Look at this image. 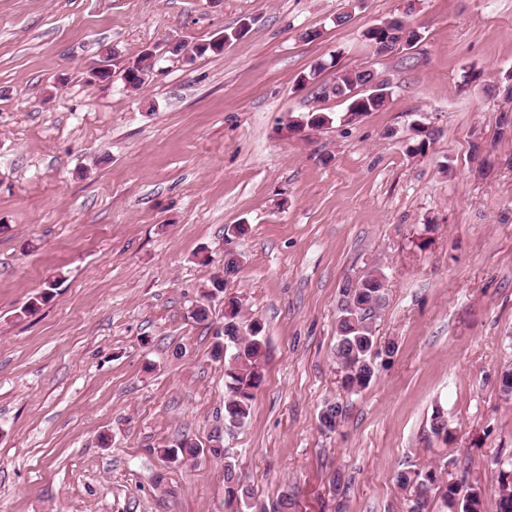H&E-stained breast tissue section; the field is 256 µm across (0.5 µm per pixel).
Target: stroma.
<instances>
[{
    "mask_svg": "<svg viewBox=\"0 0 512 512\" xmlns=\"http://www.w3.org/2000/svg\"><path fill=\"white\" fill-rule=\"evenodd\" d=\"M406 2L0 0V512H225L223 460L159 453L217 432L268 510L287 493L296 512H406L397 472L434 466L497 512V458L512 457V136L493 88L512 73V0ZM403 14L420 42L372 55L363 31ZM245 18L222 54L169 52ZM105 46L121 55L100 80ZM146 47L157 63L128 92L122 69ZM333 57L387 80L389 104L347 124L323 93L337 68L298 87ZM315 110L333 124L290 131ZM417 121L435 140L415 155ZM235 224L239 269L196 322ZM375 266L377 341L397 351L351 396L333 356L339 289ZM232 296L269 352L250 418L228 431L211 350ZM336 399L346 417L322 431ZM346 413L347 407L343 401H327L319 411V424L326 431H335L345 418Z\"/></svg>",
    "mask_w": 512,
    "mask_h": 512,
    "instance_id": "obj_1",
    "label": "stroma"
}]
</instances>
